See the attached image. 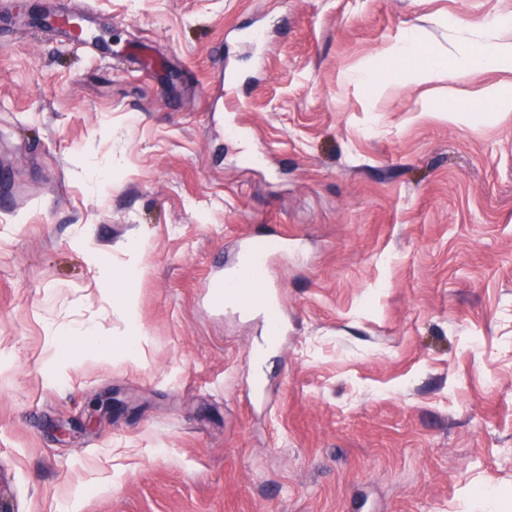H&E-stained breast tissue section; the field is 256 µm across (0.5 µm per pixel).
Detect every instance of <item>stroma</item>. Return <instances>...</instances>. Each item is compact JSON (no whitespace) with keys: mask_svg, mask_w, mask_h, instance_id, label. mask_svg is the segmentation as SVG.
<instances>
[{"mask_svg":"<svg viewBox=\"0 0 512 512\" xmlns=\"http://www.w3.org/2000/svg\"><path fill=\"white\" fill-rule=\"evenodd\" d=\"M38 2L91 44L0 15L12 512H512V66L352 80L410 30L511 46L512 0ZM270 234L275 346L209 299ZM133 244L142 358L56 379L50 328L121 332Z\"/></svg>","mask_w":512,"mask_h":512,"instance_id":"35a3bbf8","label":"stroma"}]
</instances>
